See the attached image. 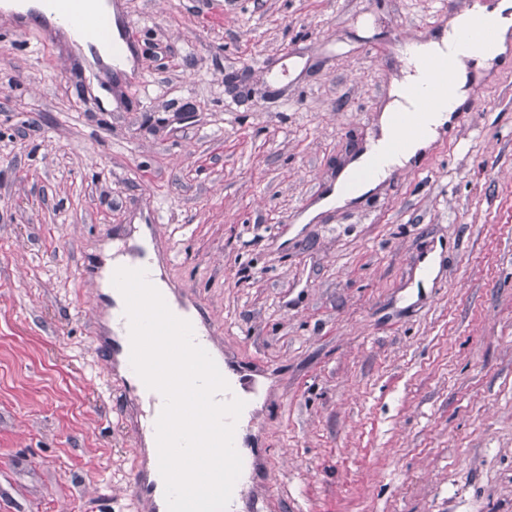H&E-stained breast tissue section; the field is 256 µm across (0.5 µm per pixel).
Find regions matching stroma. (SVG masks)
Wrapping results in <instances>:
<instances>
[{"mask_svg":"<svg viewBox=\"0 0 512 512\" xmlns=\"http://www.w3.org/2000/svg\"><path fill=\"white\" fill-rule=\"evenodd\" d=\"M131 82L0 7V512H144L85 268L161 277L262 391L232 512H512V50L421 157L317 211L469 0H121Z\"/></svg>","mask_w":512,"mask_h":512,"instance_id":"1","label":"stroma"}]
</instances>
